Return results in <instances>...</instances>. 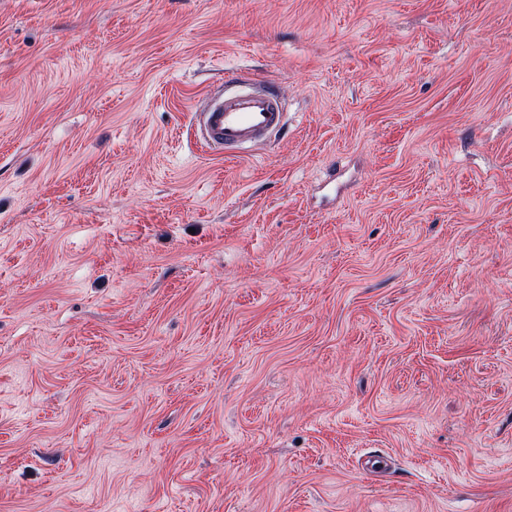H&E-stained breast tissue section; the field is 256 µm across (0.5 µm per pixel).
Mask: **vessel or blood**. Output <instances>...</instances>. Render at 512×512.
Instances as JSON below:
<instances>
[{
    "mask_svg": "<svg viewBox=\"0 0 512 512\" xmlns=\"http://www.w3.org/2000/svg\"><path fill=\"white\" fill-rule=\"evenodd\" d=\"M194 116L201 147L229 158L234 149L268 140L281 128L284 112L278 91L242 83L205 94Z\"/></svg>",
    "mask_w": 512,
    "mask_h": 512,
    "instance_id": "1",
    "label": "vessel or blood"
}]
</instances>
